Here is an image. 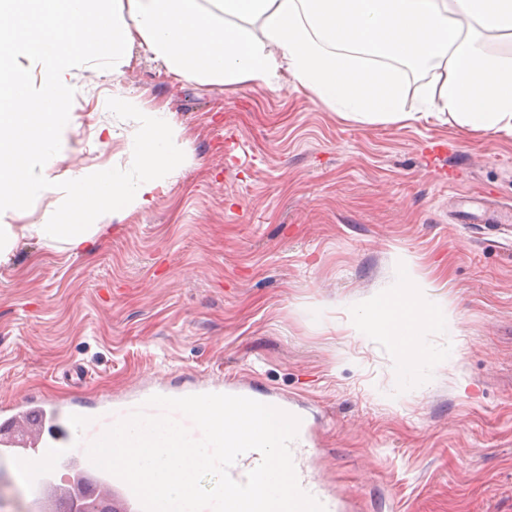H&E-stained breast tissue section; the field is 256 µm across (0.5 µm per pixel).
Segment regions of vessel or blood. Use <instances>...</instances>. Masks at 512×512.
<instances>
[{
	"label": "vessel or blood",
	"mask_w": 512,
	"mask_h": 512,
	"mask_svg": "<svg viewBox=\"0 0 512 512\" xmlns=\"http://www.w3.org/2000/svg\"><path fill=\"white\" fill-rule=\"evenodd\" d=\"M128 414L124 408L103 415L75 414L65 419L51 403H28L0 421V453L11 457L27 477L36 502H46L61 493L71 507L86 497L107 500L114 512H142L139 500L127 484L96 468L86 454L88 443ZM303 443L299 437L291 445L301 488L319 500L326 512H341L338 499L328 494L313 474L309 451ZM60 467L69 472L68 486L57 482L55 471Z\"/></svg>",
	"instance_id": "vessel-or-blood-1"
}]
</instances>
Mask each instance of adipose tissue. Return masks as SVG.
Instances as JSON below:
<instances>
[{
  "instance_id": "obj_1",
  "label": "adipose tissue",
  "mask_w": 512,
  "mask_h": 512,
  "mask_svg": "<svg viewBox=\"0 0 512 512\" xmlns=\"http://www.w3.org/2000/svg\"><path fill=\"white\" fill-rule=\"evenodd\" d=\"M261 22L256 38L247 22ZM512 39V0H0V259L19 237L65 238L88 250L94 235L150 206L180 160L164 111L143 114L128 149L135 180L84 169L55 188L32 160L50 162L74 115L77 71L104 59L113 73L142 45L175 75L215 84L271 82L287 73L328 106L360 122L406 119L402 59L433 72V115L494 136L512 134V62L488 53L483 32ZM57 193L40 223L13 218L29 198ZM411 278L371 302L363 322L396 338L404 359L425 358L411 341L450 322Z\"/></svg>"
}]
</instances>
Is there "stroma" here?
I'll return each mask as SVG.
<instances>
[{"mask_svg":"<svg viewBox=\"0 0 512 512\" xmlns=\"http://www.w3.org/2000/svg\"><path fill=\"white\" fill-rule=\"evenodd\" d=\"M431 82L406 67L408 119L369 124L287 74L226 88L139 47L122 74L89 64L49 179H135L141 116L117 95L170 113L181 166L91 253L26 236L0 261V409L243 393L301 419L342 512H512V226L456 221L512 206V135L415 120ZM409 272L453 315L411 367L361 326Z\"/></svg>","mask_w":512,"mask_h":512,"instance_id":"stroma-1","label":"stroma"}]
</instances>
